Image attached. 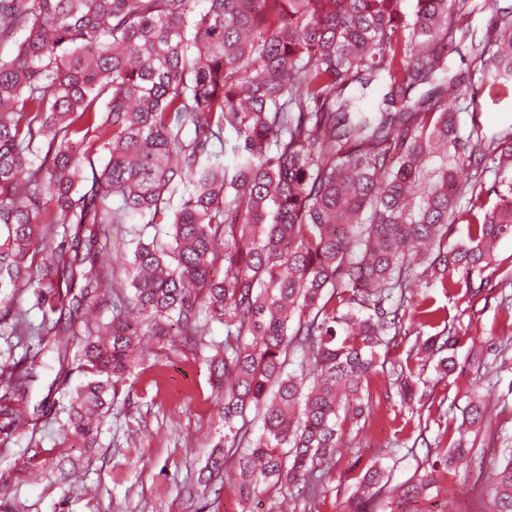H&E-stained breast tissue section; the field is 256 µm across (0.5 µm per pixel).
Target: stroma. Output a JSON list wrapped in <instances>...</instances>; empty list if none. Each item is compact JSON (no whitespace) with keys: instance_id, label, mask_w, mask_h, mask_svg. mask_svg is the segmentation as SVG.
<instances>
[{"instance_id":"obj_1","label":"stroma","mask_w":512,"mask_h":512,"mask_svg":"<svg viewBox=\"0 0 512 512\" xmlns=\"http://www.w3.org/2000/svg\"><path fill=\"white\" fill-rule=\"evenodd\" d=\"M448 104L456 112L462 130L478 119L486 136L512 126V99L482 97L480 112L469 101L449 93ZM134 230L130 224H100L95 231L99 256L97 271L109 284L123 280L120 264ZM491 267L472 277L474 293L461 297L439 286L427 288L446 318L462 338L459 358L485 344L493 336L512 330L501 299L504 284L512 280V236L501 238ZM78 351H71L67 368H59L55 354L45 351L28 390L12 394L11 404L28 420L30 435L11 432L0 417V473L10 472L15 460L30 444L41 447L36 468L12 474L5 494L18 512H283L286 490L264 486L243 498L238 485L198 487L200 469L224 435V421L214 400L217 380L201 359L183 346L148 342L144 359L120 384L105 417L95 447H84L79 437L60 443L67 415L68 393L87 380L80 369ZM495 388L507 407H493L485 427L476 435L475 448L512 437V359L490 372L469 370L451 375L428 389L413 408L399 402L381 403L365 426H347L343 445L326 477V498L320 512H347L357 472L373 462L394 466V482L410 478L427 463V446L441 424L443 400L465 406L470 389ZM80 457L67 483L58 480L63 460ZM495 470L485 457L473 473L441 472L427 501L428 512H489L479 490Z\"/></svg>"}]
</instances>
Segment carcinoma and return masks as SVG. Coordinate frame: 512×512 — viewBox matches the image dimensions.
Returning <instances> with one entry per match:
<instances>
[{"label": "carcinoma", "mask_w": 512, "mask_h": 512, "mask_svg": "<svg viewBox=\"0 0 512 512\" xmlns=\"http://www.w3.org/2000/svg\"><path fill=\"white\" fill-rule=\"evenodd\" d=\"M403 2L0 0V49L11 47L0 52V319L33 293L39 328L20 312L13 332L58 337L61 368L67 337L84 336L90 379L69 395L64 439L93 446L145 339L182 336L222 381L230 434L198 481L231 471L243 490L280 486L314 510L377 379L406 404L420 361L439 382L462 368L460 337L412 287L426 274L469 295L512 235V206L488 208L478 189L485 159L512 165V134L489 139L476 121L461 133L446 90L477 9L490 20L472 67L489 97L512 89V7L415 0L407 13ZM373 82L382 99L367 108ZM69 224L141 225L124 285L100 279L93 240L55 241ZM103 293L112 318L86 317L85 300ZM411 316L442 330L403 355ZM212 322L224 325L218 345L205 343ZM511 351L512 336H493L468 363ZM31 377L0 363L4 386L20 391ZM487 418L474 389L399 499L426 497L440 467H472L467 435ZM485 452L500 456L493 512H512V448ZM391 479L370 465L348 512H371Z\"/></svg>", "instance_id": "1"}]
</instances>
